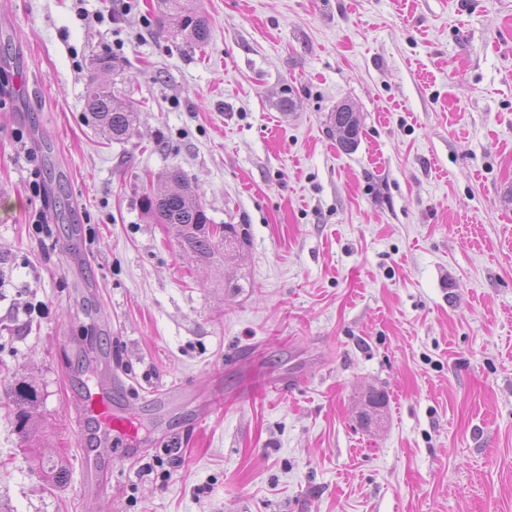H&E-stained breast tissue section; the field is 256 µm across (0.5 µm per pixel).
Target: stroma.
<instances>
[{"label": "stroma", "instance_id": "obj_1", "mask_svg": "<svg viewBox=\"0 0 512 512\" xmlns=\"http://www.w3.org/2000/svg\"><path fill=\"white\" fill-rule=\"evenodd\" d=\"M155 2L0 0V512H512V0H194L201 47ZM172 167L239 254L144 217ZM93 384L138 450L77 433ZM85 105L95 127L112 141H122L132 132L137 112L132 106H119L112 87L92 77L85 87ZM340 109L342 112L337 108L330 119L339 134V145L348 150L357 143L361 122L358 114L352 112L346 104H343Z\"/></svg>", "mask_w": 512, "mask_h": 512}]
</instances>
